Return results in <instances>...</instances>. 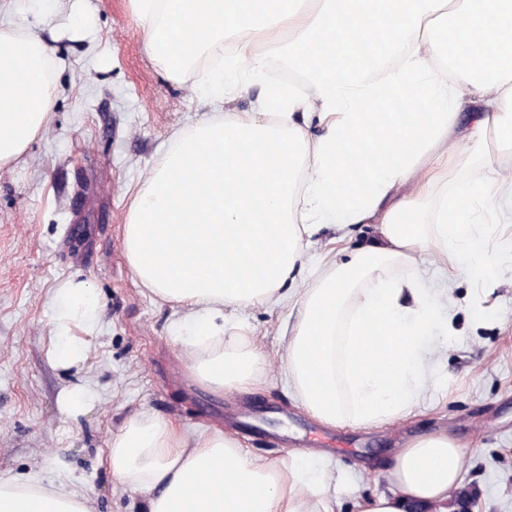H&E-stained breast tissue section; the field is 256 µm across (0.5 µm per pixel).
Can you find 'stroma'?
I'll return each instance as SVG.
<instances>
[{
    "instance_id": "stroma-1",
    "label": "stroma",
    "mask_w": 512,
    "mask_h": 512,
    "mask_svg": "<svg viewBox=\"0 0 512 512\" xmlns=\"http://www.w3.org/2000/svg\"><path fill=\"white\" fill-rule=\"evenodd\" d=\"M93 26L73 36L44 31L58 65L49 130L24 163L0 169V477L31 476L87 495L91 512H131L132 492L106 465L112 434L147 410L189 432L219 426L255 455L327 452L344 480L340 512L355 496L385 491L373 474L407 440L448 432L464 449L460 485L472 512H512V208L481 225L498 256L494 284L478 288L465 267L448 281V314L425 344L436 347L438 386L413 399L386 429L331 428L298 404L280 362L287 309L241 316L274 359L269 383L250 393L215 391L187 368L171 337L175 305L136 284L123 249L133 190L169 149L175 131L208 107L192 79L153 64L127 0H86ZM82 280L103 307L72 365L53 354L54 295ZM81 393L76 415L64 406Z\"/></svg>"
}]
</instances>
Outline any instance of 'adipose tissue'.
Segmentation results:
<instances>
[{"mask_svg": "<svg viewBox=\"0 0 512 512\" xmlns=\"http://www.w3.org/2000/svg\"><path fill=\"white\" fill-rule=\"evenodd\" d=\"M145 46L169 79L211 58L200 86L211 107L177 132L134 192L123 231L137 281L180 310L176 341L191 374L217 391L265 383L268 362L239 309L287 306L297 322L285 349L305 410L321 424L381 425L402 416L429 383L420 350L436 317L415 278L390 280L389 262L416 264L428 250L466 256L490 285L495 261L473 219L512 198L488 157L487 137L512 143V0H129ZM0 168L22 162L50 124L51 47L40 4L17 14L0 0ZM455 34L441 65L439 31ZM395 61L376 67L367 52ZM310 73L298 85L263 82L269 53ZM260 83L251 111L229 102ZM467 114L466 161L483 172L448 184L441 147ZM416 181L414 194L398 189ZM374 224L371 243L337 262L325 255L314 288L286 290L305 247L326 226ZM53 321L56 358L78 361L74 325L95 319L99 295L65 283ZM464 450L439 432L411 439L383 468L388 489L356 512H448ZM113 478L140 496L139 512H335L329 456L294 452L265 461L219 427L189 434L144 411L112 435ZM0 512H89L84 494L32 478H0Z\"/></svg>", "mask_w": 512, "mask_h": 512, "instance_id": "ef3b65f1", "label": "adipose tissue"}]
</instances>
